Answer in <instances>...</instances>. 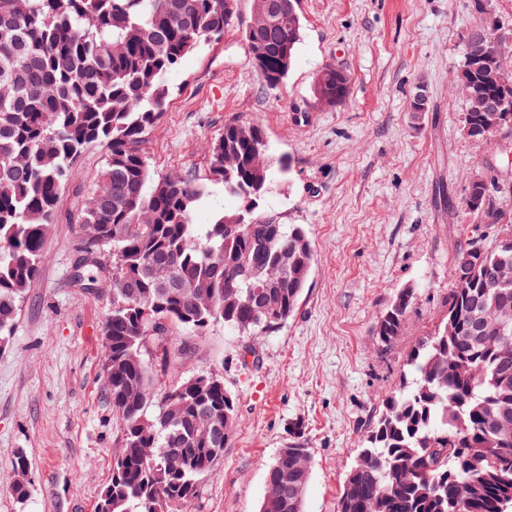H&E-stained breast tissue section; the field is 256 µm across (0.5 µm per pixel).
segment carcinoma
Masks as SVG:
<instances>
[{
    "instance_id": "1",
    "label": "carcinoma",
    "mask_w": 512,
    "mask_h": 512,
    "mask_svg": "<svg viewBox=\"0 0 512 512\" xmlns=\"http://www.w3.org/2000/svg\"><path fill=\"white\" fill-rule=\"evenodd\" d=\"M300 0H265V19L249 25L245 39L262 59L255 70L269 88L293 66L303 34ZM237 12L231 0H0V344L8 343L36 277L46 233L72 162L84 146L101 144L104 167L92 176L95 191L76 221L96 224L97 237L83 253L112 254V309L103 332L106 392L120 419L119 450L95 512H191L200 481L224 458L235 405L224 379L201 391L195 376H180L154 401L157 376L145 359L155 346L161 369L171 367L172 328L195 336L214 323L240 336H270L296 313L315 261L312 241L299 224H270L260 201L288 171L275 156L258 121L233 122L208 144L203 176L154 178L143 145L170 97L169 75L200 45L224 36ZM325 95L339 102L351 77L328 64L316 74ZM463 96L496 89L479 79L458 78ZM237 201L210 224L193 223L203 199L215 191ZM512 184L495 171L471 178L468 207L480 218L456 256L448 315L458 322L448 335L444 321L409 354L411 381L389 396L365 446L347 473L337 512H512V355L503 358L490 339L474 334L485 299L488 330L501 295L487 288V272L512 269V232L486 241L483 227L511 224L501 197ZM170 266L162 283L153 266ZM204 283L199 304L182 286ZM276 292L279 306L261 312ZM413 300L401 291L377 323L379 340L400 335ZM180 451L182 469L170 471L166 455ZM299 444L277 454L268 475L288 470L292 483H309ZM27 456L14 460L13 494L28 495L22 477Z\"/></svg>"
}]
</instances>
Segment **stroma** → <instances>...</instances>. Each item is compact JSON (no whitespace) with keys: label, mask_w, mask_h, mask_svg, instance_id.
<instances>
[{"label":"stroma","mask_w":512,"mask_h":512,"mask_svg":"<svg viewBox=\"0 0 512 512\" xmlns=\"http://www.w3.org/2000/svg\"><path fill=\"white\" fill-rule=\"evenodd\" d=\"M221 40L187 55L146 137L154 177L204 174L226 123L261 121L288 179L260 208L298 224L315 263L296 314L277 333L247 341L212 325L169 350L182 375L215 372L236 402L223 460L201 481L192 512H259L280 449L302 442L311 475L305 512H336L344 478L382 401L405 382L409 353L447 316L453 264L477 223L464 206L470 177L512 179V136L467 137L455 78L474 0H301L304 32L287 78L257 76L244 31L252 0ZM334 63L351 77L340 104L313 100L316 73ZM425 111L412 109L417 93ZM105 150L73 162L43 256L7 347H0V512H94L112 473L118 420L105 393L102 324L109 289L73 280L83 250L75 219L95 189ZM414 299L404 330L376 336L399 292ZM253 343L260 361L242 362ZM30 464L29 495L11 490L13 462Z\"/></svg>","instance_id":"stroma-1"}]
</instances>
